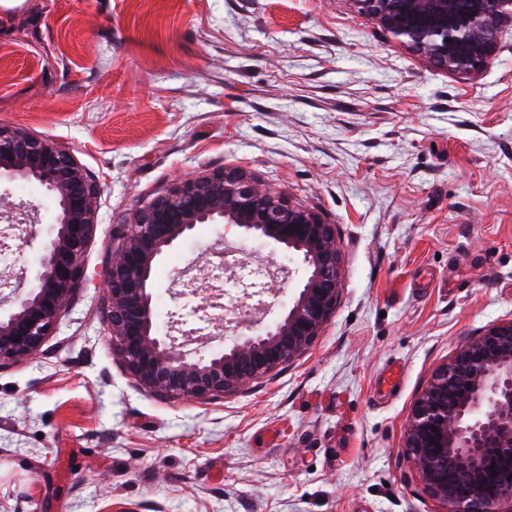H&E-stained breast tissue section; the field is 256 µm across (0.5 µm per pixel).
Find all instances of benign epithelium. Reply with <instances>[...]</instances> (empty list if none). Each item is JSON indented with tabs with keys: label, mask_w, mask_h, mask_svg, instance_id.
<instances>
[{
	"label": "benign epithelium",
	"mask_w": 512,
	"mask_h": 512,
	"mask_svg": "<svg viewBox=\"0 0 512 512\" xmlns=\"http://www.w3.org/2000/svg\"><path fill=\"white\" fill-rule=\"evenodd\" d=\"M390 38L451 72L474 77L512 26V0H350ZM42 187L53 223L27 282L0 295V367L37 354L86 282L101 185L59 142L0 126V183ZM200 224H232L293 255L304 276L283 314L265 323L224 316L209 297L224 348L192 356L157 333L154 272ZM341 278L336 225L238 169L185 176L146 208L112 225L101 280L112 348L142 387L165 398L214 400L301 356L336 310ZM407 456L446 512H512V319L494 323L432 373L414 404Z\"/></svg>",
	"instance_id": "benign-epithelium-1"
}]
</instances>
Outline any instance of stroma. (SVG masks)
I'll return each mask as SVG.
<instances>
[{"instance_id":"stroma-1","label":"stroma","mask_w":512,"mask_h":512,"mask_svg":"<svg viewBox=\"0 0 512 512\" xmlns=\"http://www.w3.org/2000/svg\"><path fill=\"white\" fill-rule=\"evenodd\" d=\"M56 140L102 186L92 279L32 359L0 368V512H443L404 452L432 371L512 319V30L475 78L394 43L351 0H15L0 125ZM238 168L335 224L336 311L310 348L211 401L162 399L114 355L96 273L112 225L177 179ZM34 236L52 222L0 185ZM295 281L273 246L203 224L156 273L159 333L201 309L212 252ZM193 280L196 294L183 292Z\"/></svg>"}]
</instances>
